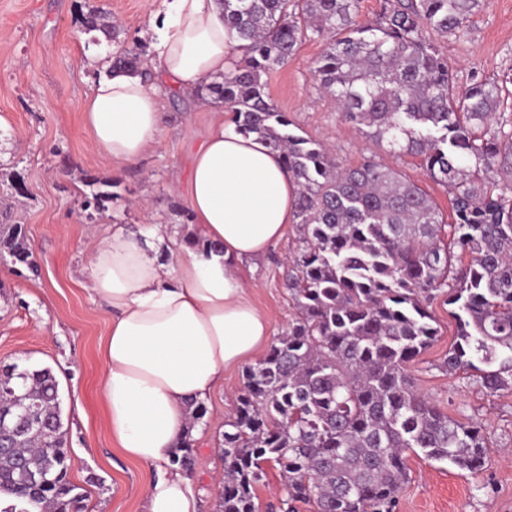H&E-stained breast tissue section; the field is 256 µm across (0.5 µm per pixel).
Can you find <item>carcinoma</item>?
Here are the masks:
<instances>
[{"label":"carcinoma","instance_id":"cac0c4a2","mask_svg":"<svg viewBox=\"0 0 512 512\" xmlns=\"http://www.w3.org/2000/svg\"><path fill=\"white\" fill-rule=\"evenodd\" d=\"M243 41L233 69L204 86L237 132L280 153L298 186L303 248L288 268L297 317L243 372L224 432L217 512H257L265 466L287 497L313 512H394L406 453L480 473L492 440L476 421L443 412L414 386L408 365L439 335L426 302L448 295L455 340L450 374L476 373L491 393L512 392V73L475 71L460 86L437 40L462 37L486 0H386L375 22L361 0H221ZM87 31L115 38L102 9ZM315 37L318 88L392 155L421 159L448 188L452 223L394 167L345 168L267 92V77ZM123 49L112 67L137 71ZM448 238H442V229ZM14 262L32 265L22 226L0 236ZM470 261L462 264V256ZM31 406L32 417H15ZM0 512H83L68 477L59 383L48 367L0 369Z\"/></svg>","mask_w":512,"mask_h":512}]
</instances>
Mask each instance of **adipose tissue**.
Instances as JSON below:
<instances>
[{"label": "adipose tissue", "instance_id": "ef3b65f1", "mask_svg": "<svg viewBox=\"0 0 512 512\" xmlns=\"http://www.w3.org/2000/svg\"><path fill=\"white\" fill-rule=\"evenodd\" d=\"M152 21L157 81L99 59L100 76L80 102L93 149L115 163L144 158L158 142L164 103L158 83L192 94L227 72L241 41L221 0H163ZM194 232L171 238L160 260L157 224L93 239L90 290L112 312L100 349L106 425L114 443L150 477L144 512H198L199 491L172 461L195 403L224 371L256 354L270 329L239 272L295 223L297 185L280 154L216 121L177 183Z\"/></svg>", "mask_w": 512, "mask_h": 512}]
</instances>
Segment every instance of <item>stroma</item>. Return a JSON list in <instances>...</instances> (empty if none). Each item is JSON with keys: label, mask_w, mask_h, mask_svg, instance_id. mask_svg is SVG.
<instances>
[{"label": "stroma", "mask_w": 512, "mask_h": 512, "mask_svg": "<svg viewBox=\"0 0 512 512\" xmlns=\"http://www.w3.org/2000/svg\"><path fill=\"white\" fill-rule=\"evenodd\" d=\"M93 6L109 13L116 40L87 32ZM161 7L162 0H0V225L24 228L33 262L29 268L15 264L0 249V366L37 364L55 374L69 479L84 493L86 512H141L148 479L144 466L114 447L105 423L99 345L111 313L85 288L89 242L119 226L136 232L149 220L165 234H183L192 215L172 186L186 177L210 125L226 114L223 105L196 108L190 97L167 90L163 128L146 157L117 164L92 148L78 108L99 77L88 57L136 46L151 53L150 22ZM438 47L462 85L474 70L490 77L512 71V0H486L464 37L440 40ZM323 49L321 39L304 42L270 74L268 94L296 133L324 143L341 166H355L382 149L318 90L312 67ZM108 183L111 199L78 212V202ZM301 247L292 224L266 255L240 266L275 338L297 315L286 274ZM432 307L439 336L408 371L416 388L449 416L481 422L493 448L476 476L409 455V481L395 512H512V394L487 392L465 373L441 370L456 326L445 299ZM242 372L239 365L225 370L193 441L190 476L202 494V512H216L224 488L223 434L235 414Z\"/></svg>", "instance_id": "obj_1"}]
</instances>
